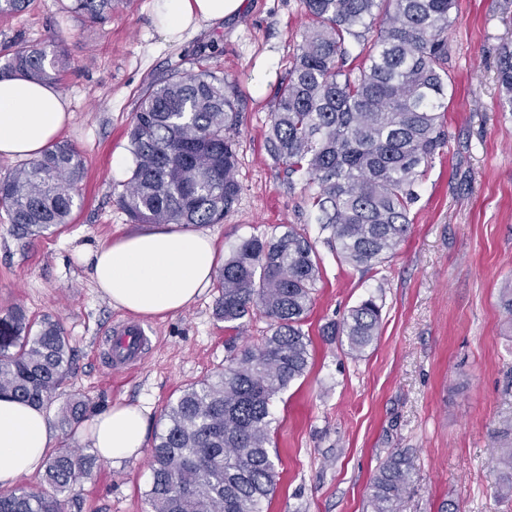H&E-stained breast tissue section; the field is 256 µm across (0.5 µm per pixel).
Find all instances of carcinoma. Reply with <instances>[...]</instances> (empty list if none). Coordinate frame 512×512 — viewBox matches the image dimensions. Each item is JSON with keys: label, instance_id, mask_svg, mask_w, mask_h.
<instances>
[{"label": "carcinoma", "instance_id": "1", "mask_svg": "<svg viewBox=\"0 0 512 512\" xmlns=\"http://www.w3.org/2000/svg\"><path fill=\"white\" fill-rule=\"evenodd\" d=\"M113 0H74L96 23ZM312 21L270 112L267 153L287 174L317 185L308 201L327 242L346 264L378 269L405 240L408 214L425 168L445 144L448 29L457 0H302ZM360 47L358 64L349 47ZM67 66L53 44H20L0 74L57 81ZM499 107L512 112V50L498 69ZM240 104L224 78L162 77L142 92L127 129L133 167L120 203L135 224H216L236 202ZM79 152L50 146L38 160L0 176V212L21 238L36 239L70 223ZM320 267L306 233L294 226L242 241L224 259L215 315L236 330L245 318L267 320L258 345L226 342L224 371L181 391L164 411L152 448L150 512H264L274 493L278 456L271 452L273 399L306 373L311 341L302 330ZM381 305L370 296L339 324L323 329L348 353L377 340ZM73 349L57 320L30 321L16 307L0 316V395L44 409L69 377ZM96 408L73 396L61 424L81 423ZM94 459L63 445L45 459L52 492L19 487L0 493V512H67ZM414 473L395 451L369 485L372 512H399Z\"/></svg>", "mask_w": 512, "mask_h": 512}]
</instances>
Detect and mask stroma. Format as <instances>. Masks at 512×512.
<instances>
[{
    "label": "stroma",
    "mask_w": 512,
    "mask_h": 512,
    "mask_svg": "<svg viewBox=\"0 0 512 512\" xmlns=\"http://www.w3.org/2000/svg\"><path fill=\"white\" fill-rule=\"evenodd\" d=\"M63 2L28 0L22 12L0 15V64L20 42L64 48L69 66L58 88L73 119L60 138L84 165L81 206L61 231L28 244L0 219V315L19 306L63 324L75 348L64 396L142 404L153 437L180 391L224 366L234 334L214 316L212 285L188 309L146 318L140 365L108 370L112 329L132 315L109 305L80 259L136 229L118 203L130 168L113 161L129 154L126 131L142 91L171 73L206 69L232 82L243 112L241 193L205 232L229 252L292 225L320 261L303 325L311 364L272 407L280 481L268 512H370V479L395 450L407 452L416 473L400 512H512V495L494 492L499 449L512 441V327L500 307L512 286V114L498 107L497 82L502 48L512 46V0H458L448 31V143L417 187L407 238L375 275L339 261L306 205L313 184L287 177L265 149L275 91L310 24L301 0H245L239 17L186 32L179 44L154 28L152 0H118L97 24ZM371 294L382 306L379 336L355 358L321 330ZM266 333L257 317L234 336L253 345ZM150 481V448L97 462L71 512H148Z\"/></svg>",
    "instance_id": "1"
}]
</instances>
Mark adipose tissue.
<instances>
[{
	"label": "adipose tissue",
	"instance_id": "adipose-tissue-1",
	"mask_svg": "<svg viewBox=\"0 0 512 512\" xmlns=\"http://www.w3.org/2000/svg\"><path fill=\"white\" fill-rule=\"evenodd\" d=\"M154 24L167 41H180L201 24L237 17L244 0H153ZM71 119L53 86L0 76V157L41 158ZM221 254L216 238L175 224L126 235L88 252L90 276L118 309L165 316L190 307L207 287ZM98 459L136 458L145 447L143 409L118 403L91 419L85 431ZM54 429L44 409L0 398V488L41 471Z\"/></svg>",
	"mask_w": 512,
	"mask_h": 512
}]
</instances>
